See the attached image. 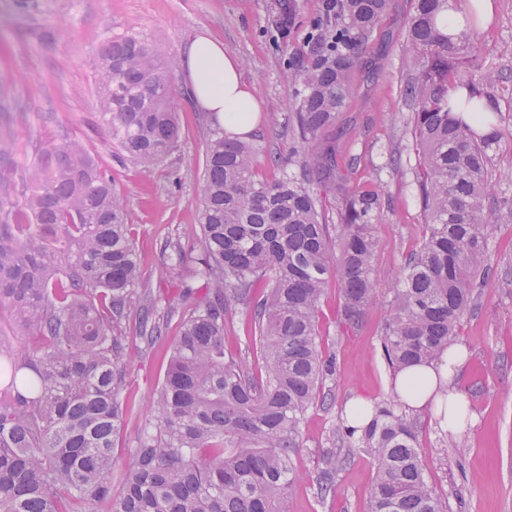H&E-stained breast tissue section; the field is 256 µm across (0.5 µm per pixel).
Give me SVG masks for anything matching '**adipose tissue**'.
<instances>
[{"instance_id": "ef3b65f1", "label": "adipose tissue", "mask_w": 512, "mask_h": 512, "mask_svg": "<svg viewBox=\"0 0 512 512\" xmlns=\"http://www.w3.org/2000/svg\"><path fill=\"white\" fill-rule=\"evenodd\" d=\"M181 66L193 89L197 107L210 113L230 135L251 132L259 111L255 90L243 79L239 59L221 41L197 35L183 50ZM461 366L459 352L412 365L396 373L393 393L406 409L416 414L433 409L441 401L456 403L459 397L449 385Z\"/></svg>"}]
</instances>
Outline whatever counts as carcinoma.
<instances>
[{"instance_id":"1","label":"carcinoma","mask_w":512,"mask_h":512,"mask_svg":"<svg viewBox=\"0 0 512 512\" xmlns=\"http://www.w3.org/2000/svg\"><path fill=\"white\" fill-rule=\"evenodd\" d=\"M388 0H332L336 25L316 22L295 74L289 130L298 145L279 178H257L258 151L224 129L205 147L199 245L168 241L181 274L176 298L143 279L128 215L112 178L60 132L19 170L0 128V512H288L293 456L315 406L331 405L336 357L321 349L318 314L337 278L341 322L358 328L376 303L373 260L383 192L351 181L332 132L353 93L350 73ZM448 0H417L407 22L421 70L405 98L418 155L423 235L403 259L381 336L398 371L456 345L476 290L496 277L490 239L512 224V200L491 197V149L512 135V116L474 79H463L483 38L477 15L448 35ZM295 0L277 23L295 25ZM172 59L135 33L99 50L97 126L150 169L179 146ZM328 192L336 223L323 219ZM151 348L176 319L180 336L131 458L114 440L133 407L123 399L127 322ZM254 325L261 366L225 354L224 326ZM27 338L19 347L14 339ZM341 447L321 458L318 490L360 451L374 479L367 512H447L426 479L415 422L402 405H374L357 429L337 419ZM118 486H113V483Z\"/></svg>"}]
</instances>
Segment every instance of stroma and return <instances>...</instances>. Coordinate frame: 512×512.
<instances>
[{"mask_svg":"<svg viewBox=\"0 0 512 512\" xmlns=\"http://www.w3.org/2000/svg\"><path fill=\"white\" fill-rule=\"evenodd\" d=\"M492 30L472 58L469 76L501 73L495 94L501 109L512 107V0H497ZM324 0H298L294 30L275 24L277 0H37L28 14L0 0V125L9 124L17 144L16 162L35 160L36 145L58 132L80 141L102 170L112 177L131 214L132 237L145 279L155 294H177L174 278L159 279L169 264L164 243L195 245L201 233L198 208L205 170V140L214 124L190 100L181 67L171 72L180 142L157 168L146 171L124 157L101 134L95 122L97 54L108 39L139 33L180 58L184 44L197 33L220 40L240 60L244 77L256 90L263 112L249 141L260 150L287 158L293 147L288 115L295 109V84L288 65L304 49ZM416 0H390L366 51L353 71L355 94L339 115L336 133L345 155L357 157L354 184H380L385 205L378 234L383 240L374 260L378 303L362 325L346 329L340 321L336 285H329L319 311L321 347L336 357L330 387L332 408H313L302 430L294 463L302 472L288 512H366L373 468L356 453L336 478V492L317 494L320 458L329 448L332 428L350 400L378 403L392 398L393 376L381 349L388 319V290L400 276L403 256L422 235L414 182L415 152L403 123L410 107L403 96L414 67L406 47L405 26ZM397 150L399 169L386 167ZM490 248L502 273L482 288L478 309L459 325L458 343L465 363L454 383L469 410L464 432L466 451L443 447V430L433 414L416 417L418 444L428 482L448 504V512H512V226L494 233ZM178 334L170 324L160 344L141 353L139 339L129 346L134 364L128 391L136 411L126 417L115 440V454L128 460L142 431L147 406L166 367Z\"/></svg>","mask_w":512,"mask_h":512,"instance_id":"obj_1","label":"stroma"}]
</instances>
